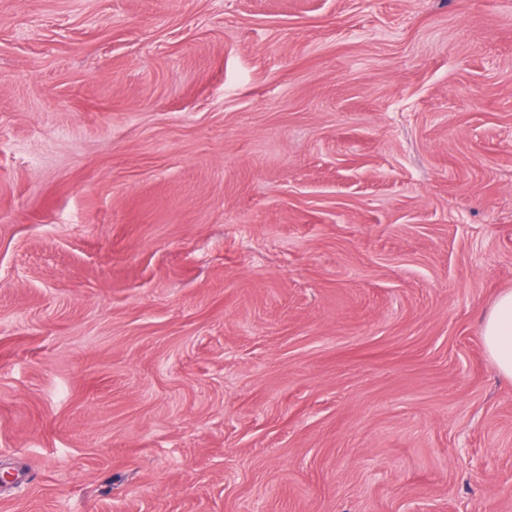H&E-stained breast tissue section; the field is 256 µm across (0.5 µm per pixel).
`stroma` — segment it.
I'll list each match as a JSON object with an SVG mask.
<instances>
[{
  "instance_id": "35a3bbf8",
  "label": "stroma",
  "mask_w": 512,
  "mask_h": 512,
  "mask_svg": "<svg viewBox=\"0 0 512 512\" xmlns=\"http://www.w3.org/2000/svg\"><path fill=\"white\" fill-rule=\"evenodd\" d=\"M512 0H0V512H512ZM482 339L499 373L512 379V291L502 293L485 316Z\"/></svg>"
}]
</instances>
